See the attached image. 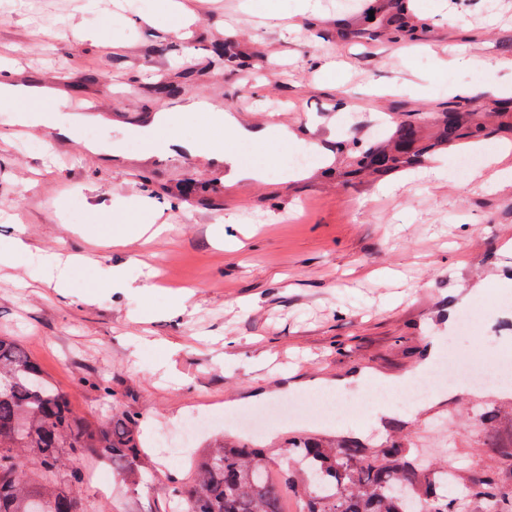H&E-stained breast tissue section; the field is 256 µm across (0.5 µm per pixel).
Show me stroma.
I'll use <instances>...</instances> for the list:
<instances>
[{
	"label": "stroma",
	"mask_w": 512,
	"mask_h": 512,
	"mask_svg": "<svg viewBox=\"0 0 512 512\" xmlns=\"http://www.w3.org/2000/svg\"><path fill=\"white\" fill-rule=\"evenodd\" d=\"M184 0L191 26L189 69L169 64L182 42L167 0H0V67L13 83L52 96L89 92L95 114L54 112L37 136L17 131L0 111V334L13 337L88 422L136 415L144 439L176 430L189 415H215L209 440L249 441L287 467L288 439L333 436L375 452L405 439L463 464L488 463L483 409L512 400V380L482 389H443L419 408L404 392L389 401L386 430L372 423L369 397L381 378L414 370L466 292L481 303L512 292V186L478 191L456 175L454 148L433 147L420 164L378 176L353 174V142L385 146L418 113L446 111L453 87L512 85V0H413L419 36H358V11L345 0ZM113 48L103 51L101 39ZM461 59L448 64V49ZM479 62H470L471 54ZM217 100L250 130L278 136L312 163L279 169L271 144H251L180 114L188 99ZM175 121L180 145L155 163L138 146L139 120ZM71 128L61 134L60 126ZM241 154L267 155L261 180L218 177L213 161L191 155L200 132ZM440 168L441 179L421 174ZM94 199L82 224L63 212L73 194ZM112 212L136 224H165L150 240L109 244L83 224ZM242 247L226 250L224 237ZM90 259L100 277L125 273L127 287L89 292L74 278L60 294L46 255ZM160 268L161 288L190 286L186 312L145 288ZM481 339L467 337L494 363L512 353V314L496 316ZM234 360L225 363V352ZM294 369L297 388L279 392L275 371ZM364 375L362 384L329 383ZM342 397L354 416L318 415ZM239 402L228 411L226 402ZM273 404L304 406L303 416L267 420L248 432L239 414ZM154 482L113 496L86 481L83 493L105 512H179L161 483L191 480V465L156 459Z\"/></svg>",
	"instance_id": "stroma-1"
}]
</instances>
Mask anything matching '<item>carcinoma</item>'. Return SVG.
Listing matches in <instances>:
<instances>
[{"mask_svg":"<svg viewBox=\"0 0 512 512\" xmlns=\"http://www.w3.org/2000/svg\"><path fill=\"white\" fill-rule=\"evenodd\" d=\"M374 20L364 16L363 33L391 38L405 28L388 22L370 5ZM498 121L483 120L469 100L448 102V111L433 117L441 143L470 147L512 134V105L494 104ZM394 152L356 147V165L377 172L409 167L423 157L418 128L408 123L394 133ZM495 469L454 468L453 483L441 477L448 462L431 461L417 448L393 442L371 455L334 440L294 437L288 442L295 468L270 478L266 449L250 442L214 443L192 461L191 484L168 481L170 498L190 504L189 512H282V489L299 493V512H483L494 500L499 512H512V414L507 422L481 415ZM136 417L112 427L93 425L74 415L59 391L16 341L0 336V512H100L83 494L86 477L70 460L83 455L109 461L125 474L126 485L143 484L147 460Z\"/></svg>","mask_w":512,"mask_h":512,"instance_id":"obj_1","label":"carcinoma"}]
</instances>
